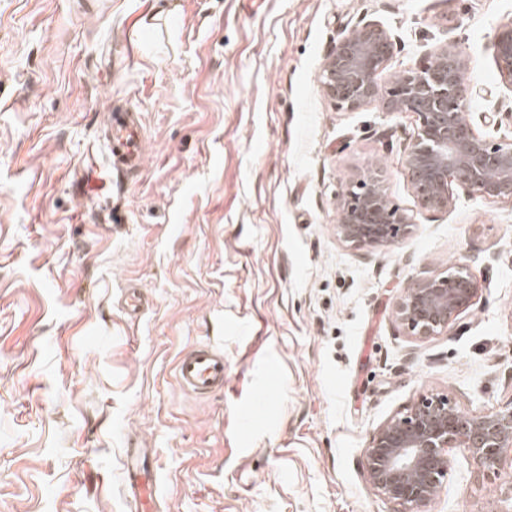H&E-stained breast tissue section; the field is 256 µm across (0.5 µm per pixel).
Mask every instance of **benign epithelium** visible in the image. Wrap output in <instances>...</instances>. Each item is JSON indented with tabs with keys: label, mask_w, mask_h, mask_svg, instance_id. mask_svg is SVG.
<instances>
[{
	"label": "benign epithelium",
	"mask_w": 512,
	"mask_h": 512,
	"mask_svg": "<svg viewBox=\"0 0 512 512\" xmlns=\"http://www.w3.org/2000/svg\"><path fill=\"white\" fill-rule=\"evenodd\" d=\"M394 48L376 23L349 28L325 58V95L341 109L378 104L386 112L417 115V133L405 148V174L424 208L448 211L455 186L469 196L512 205V139L494 141L467 117V58L453 42H444L386 86L378 76ZM494 56L502 83L512 88V24L497 34ZM386 180L382 169L373 168L339 199L336 235L343 243L392 247L408 234L412 217L391 204ZM478 292L468 265L459 260L446 274L408 284L393 310L407 335L423 341L448 331ZM450 448L466 449L480 468L500 465L512 451V400L473 415L457 410L446 395H423L372 432L362 469L371 489L397 506L395 512H426L448 474Z\"/></svg>",
	"instance_id": "1"
}]
</instances>
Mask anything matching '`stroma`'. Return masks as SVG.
<instances>
[{
  "instance_id": "35a3bbf8",
  "label": "stroma",
  "mask_w": 512,
  "mask_h": 512,
  "mask_svg": "<svg viewBox=\"0 0 512 512\" xmlns=\"http://www.w3.org/2000/svg\"><path fill=\"white\" fill-rule=\"evenodd\" d=\"M369 21L395 41L382 81L454 41L474 125L512 132L492 55L512 0H0V512H130L134 447L162 512H394L362 470L376 428L425 394L512 400V205L422 208L402 173L416 115L324 95L328 50ZM112 105L143 117L133 175L100 139ZM377 166L414 224L357 250L336 203ZM459 260L474 304L407 336L395 296ZM200 342L227 367L205 399L174 371ZM449 454L429 512L512 489V463Z\"/></svg>"
}]
</instances>
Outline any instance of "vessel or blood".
<instances>
[{
    "instance_id": "vessel-or-blood-1",
    "label": "vessel or blood",
    "mask_w": 512,
    "mask_h": 512,
    "mask_svg": "<svg viewBox=\"0 0 512 512\" xmlns=\"http://www.w3.org/2000/svg\"><path fill=\"white\" fill-rule=\"evenodd\" d=\"M104 136L112 168L120 171L143 167L145 142L137 113L110 110ZM176 379L183 390L200 397L222 390L226 379L223 351L206 343L189 347L177 360ZM122 481L132 512H159L157 475L146 463L145 449L126 450Z\"/></svg>"
}]
</instances>
